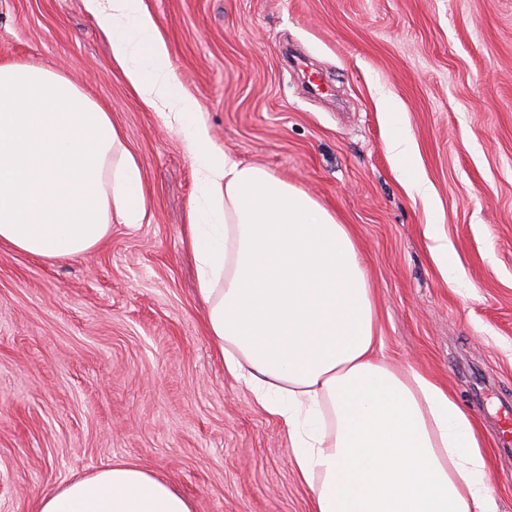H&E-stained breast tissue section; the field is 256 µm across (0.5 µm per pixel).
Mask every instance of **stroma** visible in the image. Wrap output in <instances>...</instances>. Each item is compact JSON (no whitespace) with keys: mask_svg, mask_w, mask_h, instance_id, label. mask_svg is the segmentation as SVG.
Returning <instances> with one entry per match:
<instances>
[{"mask_svg":"<svg viewBox=\"0 0 512 512\" xmlns=\"http://www.w3.org/2000/svg\"><path fill=\"white\" fill-rule=\"evenodd\" d=\"M213 144L348 225L387 362L478 422L512 512V0H144ZM56 71L108 109L150 207L81 257L0 245V512L118 460L195 512H311L288 432L224 369L186 243L193 162L112 61L83 0H0V62ZM394 114H386L387 103ZM407 129L436 213L386 148ZM438 218L449 270L423 234Z\"/></svg>","mask_w":512,"mask_h":512,"instance_id":"1","label":"stroma"}]
</instances>
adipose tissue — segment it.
Wrapping results in <instances>:
<instances>
[{"instance_id":"ef3b65f1","label":"adipose tissue","mask_w":512,"mask_h":512,"mask_svg":"<svg viewBox=\"0 0 512 512\" xmlns=\"http://www.w3.org/2000/svg\"><path fill=\"white\" fill-rule=\"evenodd\" d=\"M142 104L177 124L200 195L188 226L209 337L286 427L313 512H495L471 417L425 375L375 355V308L347 225L265 168L224 155L183 93L144 0H84ZM141 169L112 114L70 79L0 63V243L47 259L139 224ZM38 512H195L169 481L116 461Z\"/></svg>"}]
</instances>
